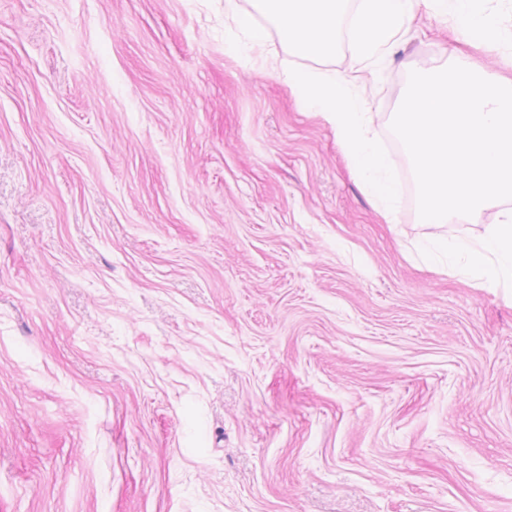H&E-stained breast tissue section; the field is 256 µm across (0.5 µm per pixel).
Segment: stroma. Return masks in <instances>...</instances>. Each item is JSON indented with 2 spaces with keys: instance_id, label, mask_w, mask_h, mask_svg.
<instances>
[{
  "instance_id": "stroma-1",
  "label": "stroma",
  "mask_w": 512,
  "mask_h": 512,
  "mask_svg": "<svg viewBox=\"0 0 512 512\" xmlns=\"http://www.w3.org/2000/svg\"><path fill=\"white\" fill-rule=\"evenodd\" d=\"M224 0H0V512H512V289L423 256L499 208L383 221L288 71L512 77L419 4L379 66ZM237 30L241 36L236 35L227 43L230 53L252 57V54L263 51L267 42V31L263 26L253 24L247 18H240Z\"/></svg>"
}]
</instances>
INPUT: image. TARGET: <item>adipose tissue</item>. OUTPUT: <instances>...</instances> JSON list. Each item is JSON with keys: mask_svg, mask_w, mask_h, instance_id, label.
Here are the masks:
<instances>
[{"mask_svg": "<svg viewBox=\"0 0 512 512\" xmlns=\"http://www.w3.org/2000/svg\"><path fill=\"white\" fill-rule=\"evenodd\" d=\"M271 21L283 40L305 52L325 56L336 46L342 0H270ZM441 17L461 22L467 36L493 38L504 61H512V35L499 32V20L512 14V0H432ZM416 0H366L359 15L356 39L367 62H374L389 39L405 31ZM288 86L302 106L320 114L336 133L351 167L386 223L396 221L399 192L389 157L372 132V114L353 76L339 71L315 73L295 69Z\"/></svg>", "mask_w": 512, "mask_h": 512, "instance_id": "ef3b65f1", "label": "adipose tissue"}]
</instances>
